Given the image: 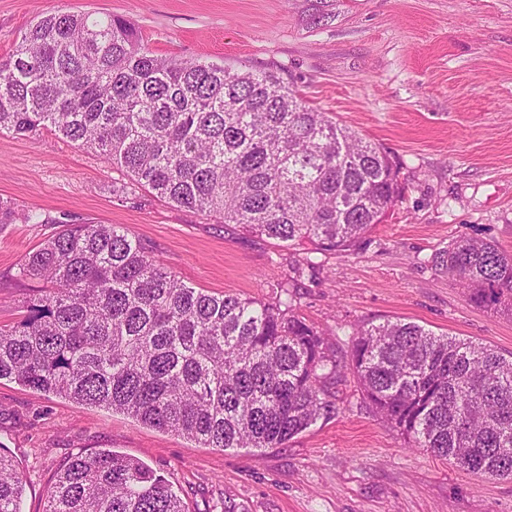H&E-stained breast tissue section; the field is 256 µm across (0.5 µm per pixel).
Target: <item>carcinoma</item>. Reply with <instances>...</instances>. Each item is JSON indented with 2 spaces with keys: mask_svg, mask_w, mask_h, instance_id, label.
Instances as JSON below:
<instances>
[{
  "mask_svg": "<svg viewBox=\"0 0 512 512\" xmlns=\"http://www.w3.org/2000/svg\"><path fill=\"white\" fill-rule=\"evenodd\" d=\"M44 130L98 153L169 204L286 248L357 249L402 199L398 168L278 73L158 56L121 18L58 13L0 61V133ZM0 201V224H54ZM434 266L477 306L512 315V254L461 236ZM25 315L0 327V380L131 415L202 448H279L339 412L340 370L408 439L512 479V358L414 322L360 327L343 357L288 284L264 302L211 294L117 224L49 236L13 275ZM23 475L0 453V512ZM44 512H185L169 481L114 450L76 456Z\"/></svg>",
  "mask_w": 512,
  "mask_h": 512,
  "instance_id": "obj_1",
  "label": "carcinoma"
}]
</instances>
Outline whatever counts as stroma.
<instances>
[{"instance_id":"1","label":"stroma","mask_w":512,"mask_h":512,"mask_svg":"<svg viewBox=\"0 0 512 512\" xmlns=\"http://www.w3.org/2000/svg\"><path fill=\"white\" fill-rule=\"evenodd\" d=\"M124 19L156 54L279 70L289 86L384 149L403 200L358 250L285 249L174 207L46 131L0 134V199L52 218L0 225V326L23 315L12 276L57 222L117 224L184 282L270 301L287 281L298 313L346 350L362 325L401 319L512 356V316L475 305L431 264L458 236L512 253V0H0V59L37 18ZM340 411L254 454L201 448L103 407L0 381V449L44 512L57 473L110 448L163 473L187 512H512V479L476 476L421 448L369 407L352 374Z\"/></svg>"}]
</instances>
